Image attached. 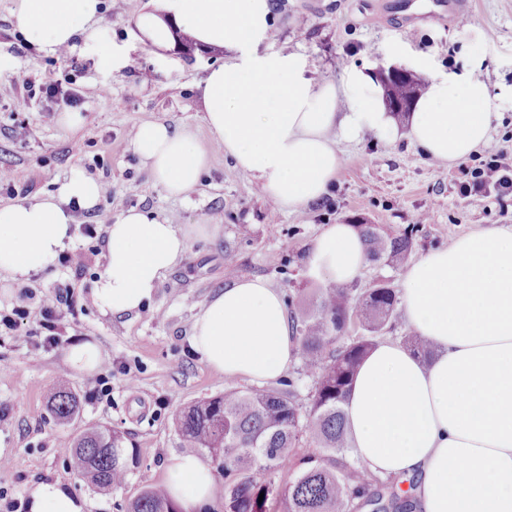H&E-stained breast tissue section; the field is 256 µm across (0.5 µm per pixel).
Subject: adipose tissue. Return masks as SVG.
Returning a JSON list of instances; mask_svg holds the SVG:
<instances>
[{
    "instance_id": "1",
    "label": "adipose tissue",
    "mask_w": 512,
    "mask_h": 512,
    "mask_svg": "<svg viewBox=\"0 0 512 512\" xmlns=\"http://www.w3.org/2000/svg\"><path fill=\"white\" fill-rule=\"evenodd\" d=\"M271 0H149L137 18L141 41L169 49L183 33L204 49L228 52L201 92L214 141L248 173L263 196L296 213L327 195L341 168V143L365 133L406 137L439 163L467 159L493 130L491 92L473 74L428 76L406 132L388 114L383 88L351 67L339 81L309 76L296 53H268ZM101 0H17L13 25L49 56L77 45L104 55L112 37L100 25ZM135 151L154 184L188 195L206 172V151L185 128L138 126ZM102 184L71 170L54 192L0 206V272L21 280L45 270L70 238L73 208L91 209ZM212 224H172L132 207L108 228L106 265L93 291L104 316L150 304L165 273L184 258L191 238ZM367 260L349 224L327 225L308 274L338 286L353 282ZM402 310L435 354L422 365L401 343L382 341L359 368L345 404L354 455L381 478L416 482L412 512H512V229H479L412 262L402 278ZM189 344L201 363L230 378H281L296 358L288 312L264 279L232 283L196 315ZM164 486L184 512L209 503L215 477L195 455L167 465ZM89 503L60 480L29 491L28 512H86Z\"/></svg>"
}]
</instances>
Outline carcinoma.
<instances>
[{"label": "carcinoma", "instance_id": "carcinoma-1", "mask_svg": "<svg viewBox=\"0 0 512 512\" xmlns=\"http://www.w3.org/2000/svg\"><path fill=\"white\" fill-rule=\"evenodd\" d=\"M419 79L396 71L386 83L388 105L397 115L412 104ZM374 261L398 267L413 248V237L375 224L358 225ZM398 295L380 278L360 292L328 285L312 298L292 304L297 358L313 376L308 402L298 401V380L282 388H228L200 400L176 419L183 443L224 476V512H398L401 492L390 479L370 475L349 459L353 452L344 405L362 361L390 328ZM407 348L428 363L434 349L410 335ZM51 410L68 422L78 399L58 384ZM123 437L96 425L75 439L72 470L101 490L122 485L128 459ZM288 473L291 478L279 480ZM128 512H181L160 487L143 491Z\"/></svg>", "mask_w": 512, "mask_h": 512}]
</instances>
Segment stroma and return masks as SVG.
<instances>
[{"instance_id":"obj_1","label":"stroma","mask_w":512,"mask_h":512,"mask_svg":"<svg viewBox=\"0 0 512 512\" xmlns=\"http://www.w3.org/2000/svg\"><path fill=\"white\" fill-rule=\"evenodd\" d=\"M147 0H103L101 23L112 31L116 66L100 53L79 49L44 55L28 45L12 26L14 0H0V56L15 59V69L0 75V178L15 187L10 199L39 197L55 191L78 168L112 190L90 211L76 212L80 224L97 227L95 239L74 235L84 247L86 268L71 277L59 266L28 281L0 273V310L36 308L41 297L71 283L72 307L57 313L59 342L40 336L0 335V492L26 499L43 479H62L89 501L88 512H127L145 488L160 483L170 458L182 455L176 416L199 400L228 387H250L246 378H228L202 364L188 336L195 314L232 278H265L284 297L311 294L317 281L305 270L314 243L330 224L388 225L412 230L411 260L447 246L480 228H512V195L464 198L458 195L457 165L426 158L408 140L387 141L367 133L340 146L338 178L321 201L304 211H279L255 181L236 168L213 138L195 105L211 65L224 63L223 52L161 53L141 42L135 26ZM275 22L264 44L268 52L303 55L312 76L335 81L343 67H388V49L401 45V68L426 57L435 71L472 73L485 80L498 118L487 145L466 159L477 167L493 153L512 159V0H467L464 19L449 18L436 0H277ZM62 90L39 93L45 75ZM78 111L82 125L57 121ZM146 121L189 128L207 151L209 168L188 199H173L155 185L135 152L132 136ZM25 125L26 140L11 130ZM41 166L42 179L28 186L27 175ZM132 207L153 209L174 224H215L218 232L191 240L183 260L157 285L148 308L102 317L93 288L106 263V229ZM237 257L235 277L224 273V257ZM77 341L97 343L104 361L97 372L67 371L65 353ZM131 370L137 381L128 386ZM66 376L80 409L58 422L48 397L59 376ZM110 378V400L87 398L99 376ZM103 425L124 437L135 460L125 483L109 492L93 490L70 471L76 436L89 425Z\"/></svg>"}]
</instances>
